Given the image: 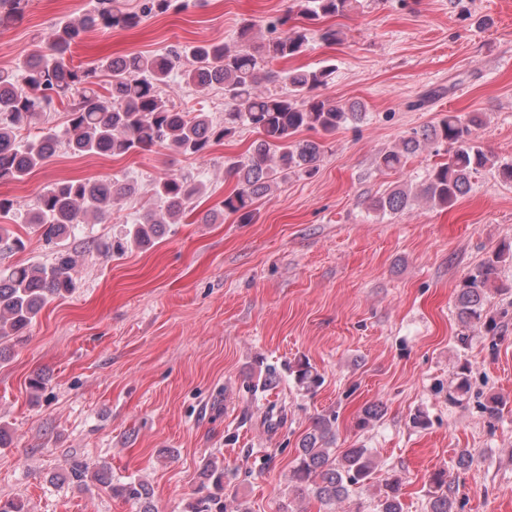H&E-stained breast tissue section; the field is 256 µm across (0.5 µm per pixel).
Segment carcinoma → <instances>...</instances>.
Returning <instances> with one entry per match:
<instances>
[{"label":"carcinoma","instance_id":"carcinoma-1","mask_svg":"<svg viewBox=\"0 0 512 512\" xmlns=\"http://www.w3.org/2000/svg\"><path fill=\"white\" fill-rule=\"evenodd\" d=\"M26 2L0 0V25L20 18ZM179 5H184V0H138L136 9L131 10L121 0H94L88 13L55 27L48 52H34L15 67L0 69V182L24 179L48 163L61 143L82 155H126L161 146L201 157L212 144L245 126L256 131L258 138L245 157L228 164L226 172L236 186L224 197L223 208L237 216L239 223L249 224L255 216L253 205L278 179L290 173L312 177L318 172L321 144L296 140V133L305 129L331 135L365 118L364 105L359 102L338 104L313 94L332 82L333 65L292 70L282 76L265 70L270 60L302 54L315 34L324 42L337 40L334 29L318 32L307 26H288L292 14L313 23L344 16L359 6V0H293L288 12L270 23L274 35L268 38L255 37L252 27L245 24L233 44L170 47L101 60L88 67L66 61L72 43L89 30L131 27ZM175 74L188 86L223 89L224 119L218 123L201 110L176 107L162 91ZM277 80L285 85L284 90H258L261 83ZM56 102L68 112L66 126L20 141V131ZM483 122L480 112L466 120L450 112L421 131L409 132L398 146L381 153L376 167L397 170L428 145H448V158L431 167L419 189L393 188L376 198L373 208L396 215L420 199L446 208L470 190L473 176L487 166L496 168L503 181L512 182V163H498L472 137L473 128ZM203 188V183L186 175L171 173L155 179L151 191L161 203L160 210L138 219L125 237L106 245V250L123 254L132 246H149L165 225L178 224L194 213V202ZM135 192L136 184L129 181L65 180L51 184L27 206L22 214L24 223L36 225L45 242L59 250L48 266H18L0 272V344L25 333L48 302L75 288L76 260L63 248V242L79 225L104 219L122 198ZM510 259L512 248L504 246L461 281L456 309L462 325L481 324L489 333L497 330L487 304L493 292L512 294V287L496 285L499 267ZM318 380L307 366L296 370L295 382L303 389H312ZM455 380L449 397L460 402L471 391L467 365L458 368ZM333 423L330 415L314 418L288 476L295 491H310L325 505L348 500L352 490L364 486L374 468L366 448H348L339 457L333 453ZM204 474L208 492L188 505L189 512H228L224 467L209 462ZM90 478L137 505L139 512H158L147 483L131 479L113 486L108 469L72 459L65 479L83 486ZM400 482L397 476L388 480V492L379 499L377 512H403ZM432 484L430 512H453V487L447 474H434Z\"/></svg>","mask_w":512,"mask_h":512}]
</instances>
